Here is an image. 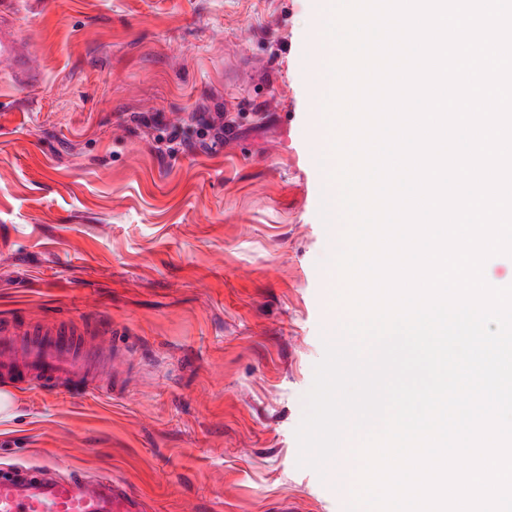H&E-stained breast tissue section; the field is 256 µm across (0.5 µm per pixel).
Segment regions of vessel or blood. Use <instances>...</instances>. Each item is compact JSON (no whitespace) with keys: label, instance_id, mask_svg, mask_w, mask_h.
I'll use <instances>...</instances> for the list:
<instances>
[{"label":"vessel or blood","instance_id":"1","mask_svg":"<svg viewBox=\"0 0 512 512\" xmlns=\"http://www.w3.org/2000/svg\"><path fill=\"white\" fill-rule=\"evenodd\" d=\"M0 71L21 86L37 84L31 48L14 28L0 25ZM106 333L74 321L31 330L0 321V380L26 388L63 391L71 382L96 377L86 339ZM0 512H148L145 496L107 474H63L46 466L0 469Z\"/></svg>","mask_w":512,"mask_h":512}]
</instances>
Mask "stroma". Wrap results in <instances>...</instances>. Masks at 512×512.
<instances>
[{
	"instance_id": "35a3bbf8",
	"label": "stroma",
	"mask_w": 512,
	"mask_h": 512,
	"mask_svg": "<svg viewBox=\"0 0 512 512\" xmlns=\"http://www.w3.org/2000/svg\"><path fill=\"white\" fill-rule=\"evenodd\" d=\"M320 8L0 0L42 77L0 76V318H85L131 350L95 395L14 391L0 466L104 471L150 512H347L296 438L333 336L321 115L293 70Z\"/></svg>"
}]
</instances>
